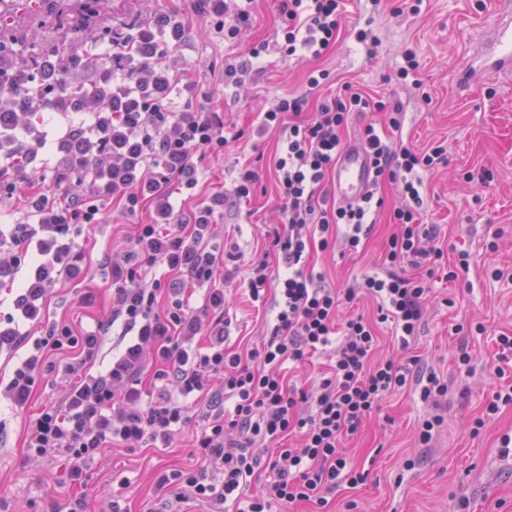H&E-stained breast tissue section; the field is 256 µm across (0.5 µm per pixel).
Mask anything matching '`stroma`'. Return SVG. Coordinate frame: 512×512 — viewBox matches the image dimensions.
I'll list each match as a JSON object with an SVG mask.
<instances>
[{"label":"stroma","mask_w":512,"mask_h":512,"mask_svg":"<svg viewBox=\"0 0 512 512\" xmlns=\"http://www.w3.org/2000/svg\"><path fill=\"white\" fill-rule=\"evenodd\" d=\"M396 0H350L341 18L338 40L318 60H282L269 54L264 72L252 76L242 90L222 86L207 65H223L240 48L273 42L277 24L274 0H258L252 26L238 43L229 44L193 29L185 53L190 75L211 105L223 110L226 126L244 130L223 157L204 162L202 195L228 192L235 169L252 163L260 181L251 199L224 212L212 244L224 253L225 345L242 354L259 346L267 334V304L252 301L239 267L253 258L274 261L273 230L279 222L281 199L274 176L276 135H251L256 115L283 94L302 90L305 75L328 69L332 81L320 97L337 94L344 83L377 100L401 94L405 103L404 144L423 150L441 141L448 148L447 164L424 176L422 223L436 227L443 265L469 255L470 270L455 281L435 274V296L427 307L420 332L410 350H403L390 329H382L378 357L401 360L422 355L429 367L447 376L451 392L445 423L432 447H420L416 426L426 407L418 396L398 392L381 412L342 443L348 462L365 469L367 478L354 488H337L325 512H512V447L502 448L503 435L512 436V405L501 408L472 435L476 418L495 389L499 364L495 338L512 335V75L483 71L497 24L494 0H423L416 17L396 15ZM185 0H106L104 21L114 27L130 23L137 12L184 9ZM371 26L379 38L378 55L367 59L356 34ZM415 48L421 68V88L403 89L396 71L407 48ZM385 207L371 234L357 248L311 249L307 267L336 287L372 269L398 228L390 212L403 204L398 183L381 186ZM151 209L127 216L106 214L104 223L83 232L85 272L58 284L49 296L44 324L70 323L84 329L107 322L112 315V290L104 266L111 243L132 239L138 225L150 223ZM497 250H489V240ZM498 268L502 280H486ZM460 322L483 324L484 334L455 335ZM467 341L474 369H459L454 351ZM52 366L41 369L22 411L0 406V512H71L83 500L85 512H109L121 481H129L120 501L126 512H208L207 503L177 501L157 481L161 474L195 467L202 458L196 437L207 425L204 415L178 433L170 447H112L97 454L86 469L84 484L71 479L66 455L51 459L29 457L25 448V415L59 404L65 384L66 353L53 355Z\"/></svg>","instance_id":"1"}]
</instances>
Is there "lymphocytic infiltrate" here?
Listing matches in <instances>:
<instances>
[{
  "mask_svg": "<svg viewBox=\"0 0 512 512\" xmlns=\"http://www.w3.org/2000/svg\"><path fill=\"white\" fill-rule=\"evenodd\" d=\"M254 0H192L188 11L151 15L116 32L112 59L93 67L73 66L64 82L42 81L35 74L16 80L0 69V205L17 211L9 232L0 231V288L15 286L27 256H35L33 274L19 287L16 312L0 324V351L30 344L0 398L23 406L45 357L80 346L93 357L103 344L101 331L75 336L71 325L57 324L31 337L54 286L82 272L85 225L101 220L104 205L136 215L151 207V223L139 225L131 245L113 249L107 276L112 283V319L127 342L111 362L92 375L81 364H68L74 380L62 410L46 409L31 418L26 448L48 458L65 452L72 476L81 480L87 463L114 443L166 448L191 420L193 397L211 391L209 426L197 445L220 465L221 478L208 467L161 475L158 485L178 499H195L223 512H271L273 504L311 502L326 505L327 492L356 487L366 479L339 454L343 439L379 411L393 392L415 389L432 407L418 424V439L429 444L444 422L438 407L448 382L419 357L404 363L374 362L376 324L389 322L401 346H409L423 321L432 288L427 277L399 272L401 262L422 268L436 264L443 252L423 248L429 238L419 222L422 175L445 163L446 150L420 152L393 147L373 124L363 128V144L374 171L369 193L355 205L332 202L327 181L342 147L350 114L368 112L371 97L344 85L341 94L304 118L306 95L280 97L260 112L258 133H278L281 153L274 163L283 199L281 229L273 245L286 272L273 276L265 259L250 261L253 299L273 297V317L260 349L242 360L224 346V258L211 249L215 227L229 200L249 199L259 175L241 166L231 195L217 192L190 213L176 209L168 190L178 184L196 189L200 163L223 155L229 139L224 113L194 104L196 85L183 52L185 31L204 22L210 37L233 42L251 22ZM282 56L323 57L336 43L346 0H277ZM77 91L86 122L66 124L58 138L65 155L55 164L43 157L47 139L31 126L29 114L46 105L62 111L67 91ZM400 181L413 205L393 212L399 234L390 238L380 271L364 273L354 286L329 288L308 272L305 255L312 236L328 248L337 232L350 246L369 235L385 200L384 181ZM168 288L174 300L159 309L157 293ZM204 289L200 307H192L196 289ZM379 301L376 322L363 316L340 318L342 307L358 295ZM337 344L336 363L315 392L291 385L288 365H299L318 349ZM154 362L157 382L153 405L141 407L142 374ZM233 400L225 415V400ZM298 432L302 445L280 449L263 461L256 442H277ZM270 471L262 491L245 489L259 468Z\"/></svg>",
  "mask_w": 512,
  "mask_h": 512,
  "instance_id": "1",
  "label": "lymphocytic infiltrate"
}]
</instances>
